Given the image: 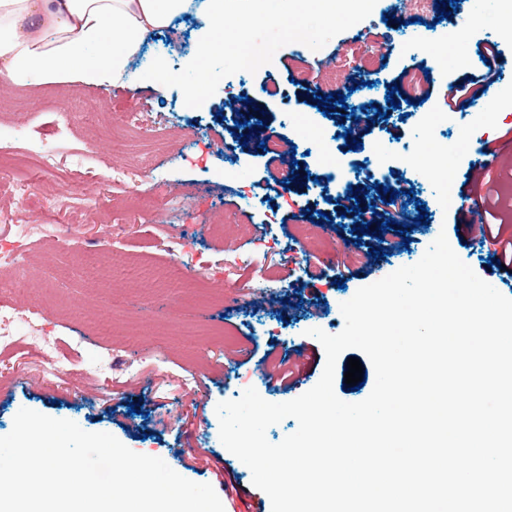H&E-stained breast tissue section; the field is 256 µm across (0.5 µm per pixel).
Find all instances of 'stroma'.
I'll return each mask as SVG.
<instances>
[{"label":"stroma","mask_w":512,"mask_h":512,"mask_svg":"<svg viewBox=\"0 0 512 512\" xmlns=\"http://www.w3.org/2000/svg\"><path fill=\"white\" fill-rule=\"evenodd\" d=\"M478 11H458L437 20L436 7L408 9L407 0H336V18L324 23L316 0H271L279 25L251 28L246 49L266 64L242 72L224 64L221 80L198 103L181 86H80L32 84L0 88V99L16 106L0 111V145L13 148L16 163L0 169V249L23 247L20 258L1 270L20 281L17 299L26 313L46 320L58 340L66 368L45 375L38 349L23 343L0 353V436L7 435L21 408L76 422L88 432H108L134 452L163 459L181 476L208 483L222 494L224 512L269 506L251 472L221 443L218 402L234 400L252 387L273 403L295 399L319 380L325 354L308 336L311 328L335 335L344 328L342 302L400 267L418 262L439 233L476 274L512 298L502 273L479 261L480 249L460 224L469 204L465 177L477 146L512 130V19L507 0H473ZM468 31V56L455 65L449 25ZM197 15L148 40L142 68L164 60L182 74L197 54ZM313 27L310 42L289 38L290 30ZM502 50V78L494 101L479 100L472 116L448 121V89L479 73L478 47L484 38ZM384 52L368 57L367 46ZM422 72V103H409L407 71ZM304 73L305 85L293 82ZM379 81L374 96H394L385 128L362 125L356 137L339 134L334 114L323 113L324 95L365 100L358 86ZM254 100L270 113L267 134L293 145L300 167L323 181V189L282 185L285 161L244 147L230 103ZM143 113L144 129L126 122ZM318 137L301 133L302 124ZM452 144L451 180L427 176L403 164L406 151L428 152ZM54 150L55 177L43 175L31 149ZM152 159L138 167L139 155ZM127 165L125 184L112 185V167ZM390 175L412 190L430 219L408 228L400 245L394 230L355 236L346 226L341 187L367 172ZM55 195L46 210L42 193ZM333 217L326 235L302 240L312 216ZM235 217L248 232L226 248L209 230L221 215ZM31 228L17 240V225ZM359 246L350 268L308 282L305 270L319 255L334 258ZM382 249L374 265L361 254ZM199 279L178 292L156 282L133 285L135 276L168 266ZM305 344L312 358L302 382L288 393L272 392L263 380L260 356L292 352ZM252 360H245L246 352ZM207 453L209 465L188 470L184 459ZM238 493L224 497L225 482Z\"/></svg>","instance_id":"35a3bbf8"}]
</instances>
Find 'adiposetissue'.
<instances>
[{"instance_id":"obj_1","label":"adipose tissue","mask_w":512,"mask_h":512,"mask_svg":"<svg viewBox=\"0 0 512 512\" xmlns=\"http://www.w3.org/2000/svg\"><path fill=\"white\" fill-rule=\"evenodd\" d=\"M228 2L197 5L204 25L181 81L189 98H200L201 86L219 79L208 63L234 43L226 28ZM190 6L192 0H0V84L114 87L146 37Z\"/></svg>"}]
</instances>
